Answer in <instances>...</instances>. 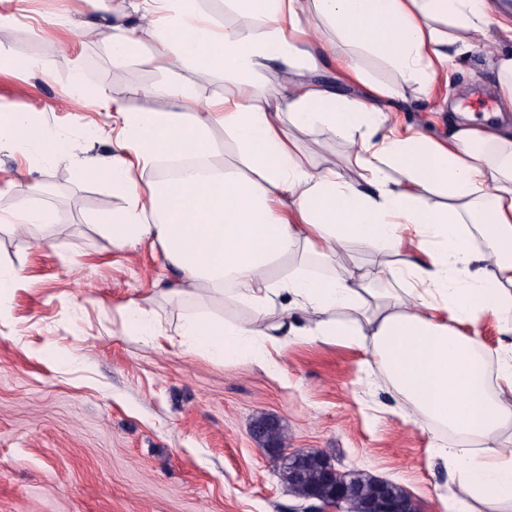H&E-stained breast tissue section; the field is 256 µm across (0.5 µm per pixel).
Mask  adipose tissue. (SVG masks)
Returning <instances> with one entry per match:
<instances>
[{"mask_svg":"<svg viewBox=\"0 0 512 512\" xmlns=\"http://www.w3.org/2000/svg\"><path fill=\"white\" fill-rule=\"evenodd\" d=\"M87 2L86 25L105 26L113 58L150 43L169 74L150 87L151 110L117 109L114 151L94 170L127 202L107 227L113 246L160 247L178 278L157 290L194 301L179 348L270 367L298 331L369 351L417 422L473 442L441 451L469 495L512 501V448L501 442L512 427V344L492 365L462 330L487 313L512 317V131L465 121L434 139L391 108L410 81L440 94L457 53L486 32V0H230V27L200 0ZM326 28L343 53L324 42ZM369 55L402 82L371 78ZM191 64L223 71V95L201 99L181 76ZM275 66L281 81L260 88L256 77ZM328 67L335 83L317 78ZM216 126L242 167L143 182L166 160L211 156ZM317 127L347 143L344 166L301 161L291 131ZM1 147L69 162L82 151L24 111L0 119ZM355 245L369 266L356 264ZM216 299L247 318L210 314Z\"/></svg>","mask_w":512,"mask_h":512,"instance_id":"adipose-tissue-1","label":"adipose tissue"}]
</instances>
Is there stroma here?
Returning a JSON list of instances; mask_svg holds the SVG:
<instances>
[{
  "instance_id": "stroma-1",
  "label": "stroma",
  "mask_w": 512,
  "mask_h": 512,
  "mask_svg": "<svg viewBox=\"0 0 512 512\" xmlns=\"http://www.w3.org/2000/svg\"><path fill=\"white\" fill-rule=\"evenodd\" d=\"M64 7L74 27L44 38L35 33L43 0H0V13L16 16L0 27V113L31 112L85 147L72 164L0 150V220L10 221L19 184L33 180L43 187L34 203L50 215L44 230L0 231V263L26 276L0 312V512H299L278 459L250 434L263 415L283 425L290 450L323 451L339 470L387 480L417 512H447L466 498L433 450L467 442L416 422L383 374L361 371L366 352L292 336L278 369L266 370L170 344L181 310L155 288L173 276L162 250L113 247L103 226L125 201L84 173L85 163L112 152V113L93 97L61 93L78 70L87 86L144 112L152 101L143 87L166 73L147 49L116 62L103 31L78 27L85 0ZM509 7L512 0H489L490 37L456 59L443 97L409 85L402 123L447 137L455 101L475 118L512 124V112L492 114L501 105L494 50L512 45L497 23ZM29 58L41 71L18 68ZM295 138L308 164L343 165L346 145L330 132ZM131 299L158 313L167 337L160 347L122 331L117 308Z\"/></svg>"
}]
</instances>
